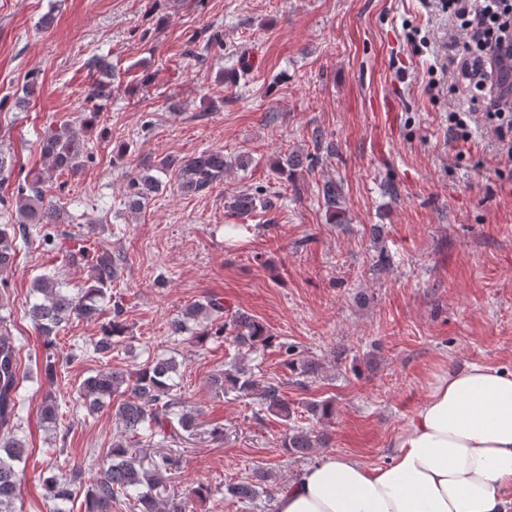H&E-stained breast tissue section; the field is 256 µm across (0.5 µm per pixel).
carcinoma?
Masks as SVG:
<instances>
[{
  "label": "carcinoma",
  "mask_w": 512,
  "mask_h": 512,
  "mask_svg": "<svg viewBox=\"0 0 512 512\" xmlns=\"http://www.w3.org/2000/svg\"><path fill=\"white\" fill-rule=\"evenodd\" d=\"M110 84L98 81L86 95L88 117L81 127L66 120L48 127L40 136L41 153L48 167L53 171L75 172L84 161L92 156L83 152L81 135L96 125L100 112L105 107L103 101L111 96ZM228 162L224 153L205 152L189 159L166 157L161 160L159 170L165 172L171 168L178 170V178L183 188L202 192L224 177ZM160 180L152 175H137L128 182L126 200L128 209L136 212L150 193L158 190ZM18 216L14 224H0V273L12 268L14 257L20 245L27 244V227L41 225L43 241L47 245L54 242L50 231L53 224L62 223L63 213L52 200L46 197L44 179L39 173L29 172L15 182L11 193ZM323 199L327 213L337 223L342 222V208L339 206V189L334 182H328L323 188ZM270 201L261 191L238 195L230 203V211L242 214L258 208L265 209ZM90 267L89 285L76 296L66 291V283L58 272H43L34 279L32 288L35 301L30 303L28 314L33 325L45 337L55 335L62 325L73 318L90 320L103 312L100 302L112 290V283L119 278V270L124 261L118 250L100 249ZM224 311V304L218 299L207 303L188 306L183 321L196 320L198 317L214 316ZM111 322L102 331V336L93 341V351L102 358L112 354L113 338L122 335V316L124 306L115 300ZM230 333L234 341L250 348L266 345L272 337L264 327L250 316L237 314L227 323L215 328L208 326L196 333L195 338L203 342L209 338H222ZM286 357L285 366L292 374L313 376L319 371V365L313 361L295 358L294 346L282 342ZM179 363L174 358L148 362L134 373L118 368L99 371L79 385V395L84 405L95 410L109 405L112 399L121 397L114 415L122 429L121 440L112 444L108 455L111 462L103 466L90 482L81 481L82 470L74 471L73 479L60 480L53 472L44 477L46 497L53 503L51 512H65L60 503L83 497L84 512H112V505L125 501L131 502V512H164L162 503L153 495L151 485L156 476L167 471L173 464L169 454H157L150 460L151 468L144 469L132 463V455L142 438H154L157 431L163 429L169 419L176 387L174 376L178 374ZM23 377L20 376L17 348L11 337L0 334V512H16L15 500L19 490L17 464L24 455V443L17 437L19 411L22 400ZM261 404L266 410L283 420L292 418L295 409L279 394L278 386L266 385L260 393ZM60 406L56 398L47 395L43 400V421L57 428ZM307 411L317 420L333 415V403L329 400L310 401ZM328 442V436L322 431L302 427L289 428L284 448L291 455L306 457L314 448ZM270 475L259 472L255 479L242 481L227 487V493L233 498L253 500L262 495L271 499L275 491L268 488Z\"/></svg>",
  "instance_id": "cac0c4a2"
}]
</instances>
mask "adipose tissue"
<instances>
[{
	"label": "adipose tissue",
	"mask_w": 512,
	"mask_h": 512,
	"mask_svg": "<svg viewBox=\"0 0 512 512\" xmlns=\"http://www.w3.org/2000/svg\"><path fill=\"white\" fill-rule=\"evenodd\" d=\"M389 463L324 456L280 492L278 512H506L512 495V372L433 374Z\"/></svg>",
	"instance_id": "ef3b65f1"
}]
</instances>
